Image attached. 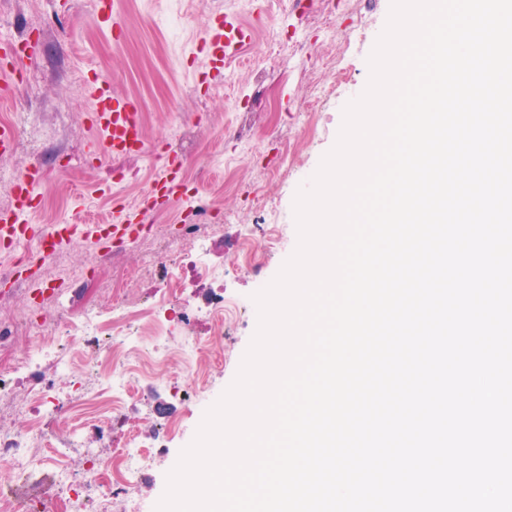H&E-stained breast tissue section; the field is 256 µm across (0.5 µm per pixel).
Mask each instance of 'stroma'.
<instances>
[{"label": "stroma", "mask_w": 512, "mask_h": 512, "mask_svg": "<svg viewBox=\"0 0 512 512\" xmlns=\"http://www.w3.org/2000/svg\"><path fill=\"white\" fill-rule=\"evenodd\" d=\"M391 0H360L358 11L338 0L329 23H314L294 11L291 0H115L124 26L114 41L108 25L95 22V0H0V37L30 36L32 51L19 66L20 85L4 108L0 123L14 114L31 119L19 131L14 151L0 156V167L21 173L40 165L41 203L27 223L92 224L116 206L139 204L162 168L161 157H186L181 197L158 208L131 241H114L106 266L94 260L91 241L72 243L54 267L27 261L33 276L27 289L0 302V316L41 301L44 309L65 304L70 313L89 308L110 310L112 282L129 283L130 308L152 304L167 291L166 275L191 256L203 254L217 277L187 272L183 296L191 307L187 324L196 335L211 337L221 362L201 365L208 385L203 400L188 403L168 390L172 377L184 373L180 337L142 334L137 346L158 350L161 362L138 384L137 398L113 415L108 430L88 422L82 431L90 447L109 453L138 429L145 445L162 452L146 471L137 496L149 512L162 498L171 465L194 439L205 411L235 379L257 330L252 296L269 284L298 241L294 198L309 186L323 156L335 145L343 109L364 91L368 58L382 33ZM223 13L250 25L253 40L234 58L231 68L214 74L199 44L213 15ZM363 31L356 59L339 96L324 100L316 112L306 109L312 84L327 83L320 61L332 38ZM112 93L136 101L147 141L158 155L105 153L91 161L87 147L100 137L88 120L96 109L90 78ZM116 169L128 179L117 183ZM206 191L214 210L229 213L232 223L216 231L194 210L197 191ZM285 217L279 242L244 255L243 240L264 223L260 202ZM197 224L198 234L182 239L180 227ZM224 304V333L210 336L213 303Z\"/></svg>", "instance_id": "stroma-1"}]
</instances>
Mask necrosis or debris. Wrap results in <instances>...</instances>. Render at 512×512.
<instances>
[{"label": "necrosis or debris", "mask_w": 512, "mask_h": 512, "mask_svg": "<svg viewBox=\"0 0 512 512\" xmlns=\"http://www.w3.org/2000/svg\"><path fill=\"white\" fill-rule=\"evenodd\" d=\"M184 269L171 272L169 293L148 311L117 307L111 316H103L94 309L77 316H69L65 308H57V318L67 323L69 335L82 341L91 353V359L100 373L85 387L83 397L54 405L58 421L70 419L72 410H84L98 420L111 418L112 412L123 401L134 395L135 364H149L150 356L136 348L125 331L141 318H148L153 330L170 328L171 324L185 322L189 301L182 297ZM123 335L122 345H115L113 336ZM51 359L56 375H66L71 369L67 352L55 342L46 343L35 354L21 361L0 363V387L18 369L29 372V386L23 398H10L0 413L9 417L23 416L41 406L42 395L48 385L41 372L43 359ZM83 459V475H76L69 460ZM53 463L52 476L61 489L64 500L59 512H112L114 503H136L137 486L155 456L154 448L144 446L136 432H129L123 446L113 448L110 454L88 447L79 429H71L66 441L52 445L50 438L38 424H31L25 432L11 433L0 429V459L7 461L8 470L0 477V512H46L47 506L38 492H31L24 500H17L16 486L28 483L37 473V464L43 457Z\"/></svg>", "instance_id": "necrosis-or-debris-1"}]
</instances>
